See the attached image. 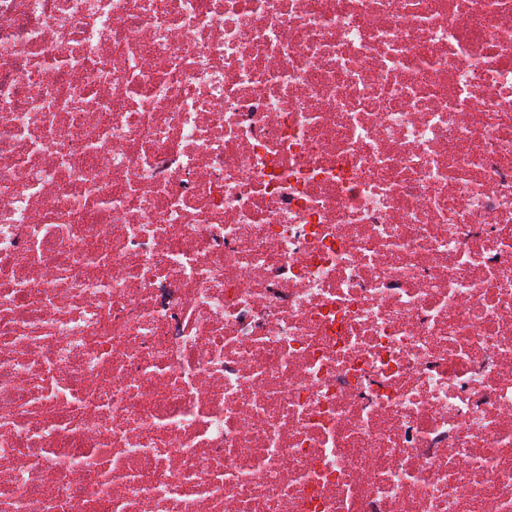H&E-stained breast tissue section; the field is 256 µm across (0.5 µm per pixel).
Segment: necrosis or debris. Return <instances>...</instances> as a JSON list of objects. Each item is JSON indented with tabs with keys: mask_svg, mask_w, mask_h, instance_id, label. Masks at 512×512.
Here are the masks:
<instances>
[{
	"mask_svg": "<svg viewBox=\"0 0 512 512\" xmlns=\"http://www.w3.org/2000/svg\"><path fill=\"white\" fill-rule=\"evenodd\" d=\"M0 512H512V0H0Z\"/></svg>",
	"mask_w": 512,
	"mask_h": 512,
	"instance_id": "necrosis-or-debris-1",
	"label": "necrosis or debris"
}]
</instances>
